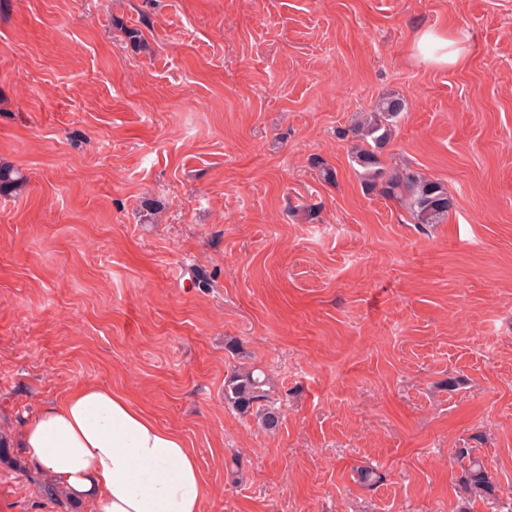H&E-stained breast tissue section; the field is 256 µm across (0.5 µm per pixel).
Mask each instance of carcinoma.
<instances>
[{
  "mask_svg": "<svg viewBox=\"0 0 512 512\" xmlns=\"http://www.w3.org/2000/svg\"><path fill=\"white\" fill-rule=\"evenodd\" d=\"M405 101L396 95H384L367 117L356 121L348 132L355 146L353 161L362 169L365 187L406 211L414 224H441L454 207L453 196L441 182L425 177L408 166L386 168L380 151L390 142L396 119L405 112ZM27 184L18 169L0 164V194L12 195ZM224 401L242 415L256 414L262 428L270 433L279 429L281 414L269 405L270 387L266 375L253 368L238 369L224 383ZM458 458L467 461L462 481L478 493L494 495L496 486L472 449H458Z\"/></svg>",
  "mask_w": 512,
  "mask_h": 512,
  "instance_id": "carcinoma-1",
  "label": "carcinoma"
}]
</instances>
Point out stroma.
Masks as SVG:
<instances>
[{"label":"stroma","mask_w":512,"mask_h":512,"mask_svg":"<svg viewBox=\"0 0 512 512\" xmlns=\"http://www.w3.org/2000/svg\"><path fill=\"white\" fill-rule=\"evenodd\" d=\"M384 94L444 223L362 188L342 132ZM0 163V512H91L21 446L88 383L184 437L202 512H512V0H0ZM240 366L277 432L225 405ZM416 46L424 60L434 66L456 65L468 50L463 38L448 39V36L433 30L422 32ZM27 184L26 176L18 169L0 164V194H17ZM473 449L459 448L458 458L460 461L467 460V465L464 466L462 481L470 489L478 493H484L488 496L494 495L496 486L493 483L492 477L484 468L482 462L472 456Z\"/></svg>","instance_id":"stroma-1"}]
</instances>
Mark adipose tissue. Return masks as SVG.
<instances>
[{"label": "adipose tissue", "instance_id": "ef3b65f1", "mask_svg": "<svg viewBox=\"0 0 512 512\" xmlns=\"http://www.w3.org/2000/svg\"><path fill=\"white\" fill-rule=\"evenodd\" d=\"M417 50L432 65L453 66L467 45L428 30ZM22 446L30 463L94 512H201L206 484L184 438L110 388L84 385L44 404Z\"/></svg>", "mask_w": 512, "mask_h": 512}]
</instances>
